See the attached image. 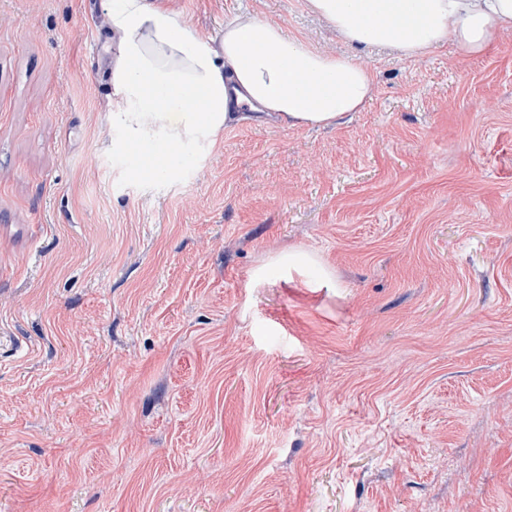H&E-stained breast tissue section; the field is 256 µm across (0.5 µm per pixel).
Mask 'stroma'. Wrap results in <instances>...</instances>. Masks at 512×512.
I'll return each instance as SVG.
<instances>
[{
  "instance_id": "35a3bbf8",
  "label": "stroma",
  "mask_w": 512,
  "mask_h": 512,
  "mask_svg": "<svg viewBox=\"0 0 512 512\" xmlns=\"http://www.w3.org/2000/svg\"><path fill=\"white\" fill-rule=\"evenodd\" d=\"M101 2L0 0V512H512V32L371 48L350 120L149 179Z\"/></svg>"
}]
</instances>
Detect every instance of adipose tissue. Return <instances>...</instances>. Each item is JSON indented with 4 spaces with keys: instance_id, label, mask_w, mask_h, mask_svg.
I'll return each mask as SVG.
<instances>
[{
    "instance_id": "ef3b65f1",
    "label": "adipose tissue",
    "mask_w": 512,
    "mask_h": 512,
    "mask_svg": "<svg viewBox=\"0 0 512 512\" xmlns=\"http://www.w3.org/2000/svg\"><path fill=\"white\" fill-rule=\"evenodd\" d=\"M171 0H107L118 50L106 69L112 118L142 170L167 176L188 149L215 143L245 112L289 127H334L375 94L359 57L320 50L253 14L224 27L219 46L199 40ZM347 44L386 46L417 59L452 45L478 56L512 30V0H308Z\"/></svg>"
}]
</instances>
